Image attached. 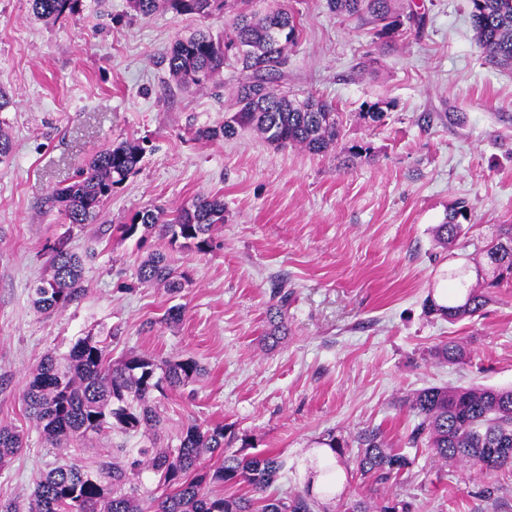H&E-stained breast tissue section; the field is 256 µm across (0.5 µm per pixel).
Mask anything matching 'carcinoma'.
Instances as JSON below:
<instances>
[{"mask_svg": "<svg viewBox=\"0 0 512 512\" xmlns=\"http://www.w3.org/2000/svg\"><path fill=\"white\" fill-rule=\"evenodd\" d=\"M130 8L142 19L159 11L209 18L227 9L228 0H129ZM264 0H233V15L224 17V34L200 31L176 39L162 59L169 76L182 89L205 88L226 66L239 71L234 89L235 111L224 124L199 128L197 139L229 140L251 128L275 148L299 147L313 155L337 148L341 126L333 104L313 95L303 99L277 89L274 80L288 68L289 52L298 42L294 11L286 5L275 9ZM475 40L488 62L512 67V0H469ZM338 16L357 17L372 26L379 40H393L423 27L422 17L406 11L401 0H327ZM34 13L45 20L74 16L82 0H32ZM391 103H364L359 117L368 124L383 121ZM138 141L126 139L103 149L84 161L75 181L56 188L49 196L68 224H95L112 189L133 174L142 158ZM468 206L458 201L445 221L435 226L434 238L441 247H452L467 234L463 220ZM224 223V201L198 196L170 212L146 210L128 224L115 229L124 238L138 236L144 242L155 235L166 241L170 252L157 250L138 267L137 280L144 286L161 285L171 295L189 282L173 252L209 253L213 231ZM485 277L468 283L470 266L448 269V303L430 302L428 312L453 323L482 312L492 290L512 282V225L500 227L496 237L482 249ZM85 291L83 260L58 240L50 248L48 273L31 288L36 312L51 315L64 311ZM291 293L284 282L272 288L269 328L264 337L277 340L287 330L285 319ZM433 355L446 363H459L466 350L456 341L441 342ZM203 369L192 357L155 359L132 356L112 361L107 346L85 337L66 353H48L29 374L22 399L42 437L53 448L78 449L105 430L121 434L157 435L162 424L151 407L155 391L179 389L196 381ZM417 419L408 436L411 448L424 446L441 462L460 461L481 472L512 466V389L476 387H428L405 400ZM250 445L245 434L224 424L183 429L174 449L140 450L133 468L144 467L160 475L165 492L150 498L154 512H322L320 496L310 486L282 495L268 489L283 467L274 453L241 456L231 450L235 442ZM357 443L354 464L362 476L386 483L411 468L415 459L389 447L378 429L359 433L354 441L329 433L321 444L336 457ZM23 437L13 427L0 426V466L6 465L22 448ZM206 453L223 457L212 471L199 469ZM131 472L109 461L87 470L67 461L44 473L36 482L29 512H146L142 498L128 492ZM245 484L252 495L215 497L209 487ZM347 512H409L399 503L387 501L373 508L363 499L353 501Z\"/></svg>", "mask_w": 512, "mask_h": 512, "instance_id": "1", "label": "carcinoma"}]
</instances>
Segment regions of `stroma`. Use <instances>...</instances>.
<instances>
[{
  "label": "stroma",
  "instance_id": "1",
  "mask_svg": "<svg viewBox=\"0 0 512 512\" xmlns=\"http://www.w3.org/2000/svg\"><path fill=\"white\" fill-rule=\"evenodd\" d=\"M300 36L279 88L336 106L342 148L313 155L274 148L251 131L198 140L231 111L233 68L220 91L178 89L161 58L203 20L163 11L133 15L129 0H84L76 17L46 21L32 0H0V425L23 430V449L0 469V500L28 508L35 483L63 456L48 447L24 410L22 391L46 353L80 338L106 341L113 359L190 356L197 381L156 394L162 446L176 447L187 424L226 423L257 450L279 454L276 490L299 489L327 432L351 439L381 428L404 447L414 417L405 406L430 386L512 388V285L495 290L480 316L455 323L427 314L442 300L449 267L472 262L498 225L512 224V69L485 62L469 0H412L421 32L394 42L373 37L326 0H290ZM376 73L360 71L366 56ZM391 102L380 124L358 117L364 102ZM458 113L449 123V113ZM144 148L137 171L114 188L98 223H65L46 198L77 167L113 143ZM368 147L349 159L348 146ZM224 201V222L204 256L177 254L191 282L176 296L136 279L140 261L163 241L122 238L118 224L148 209H176L196 196ZM466 200L471 229L451 249L435 225ZM68 236L84 258L86 290L65 311L37 313L30 289L47 270V247ZM292 294L288 334L262 341L274 280ZM182 322L162 323L167 308ZM460 341L468 357L448 364L431 351ZM140 436L104 432L80 453L83 465L126 464ZM329 512L350 500H403L412 512H512V469L481 473L418 450L413 467L386 484L338 464Z\"/></svg>",
  "mask_w": 512,
  "mask_h": 512
}]
</instances>
